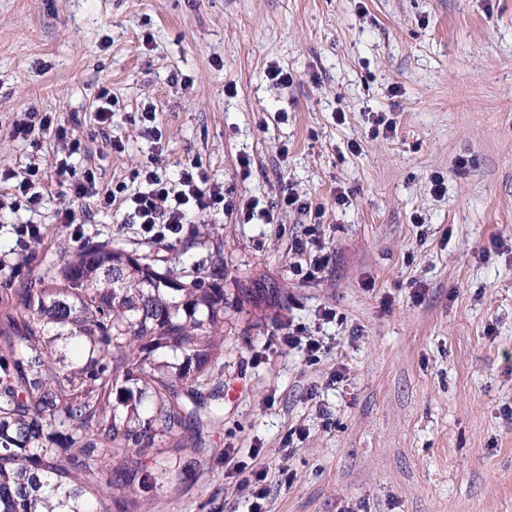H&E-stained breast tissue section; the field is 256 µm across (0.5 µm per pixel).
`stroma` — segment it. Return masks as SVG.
<instances>
[{
    "label": "stroma",
    "mask_w": 512,
    "mask_h": 512,
    "mask_svg": "<svg viewBox=\"0 0 512 512\" xmlns=\"http://www.w3.org/2000/svg\"><path fill=\"white\" fill-rule=\"evenodd\" d=\"M272 63L293 84L268 81ZM103 87L118 101L108 124ZM147 102L159 156L141 134ZM30 108L80 140L72 173L94 170L101 189H137L153 156L170 179L193 162L261 209L293 189L324 210L328 267L293 276L307 225L293 211L274 224L199 212L180 239L143 240L120 203L60 184L52 133L12 138ZM381 111L388 138L370 133ZM31 165L39 204L0 212V300L91 241L191 274L224 247L214 453L137 512H252L254 471L266 512H512V0H0V169ZM69 208L82 238L55 221ZM17 224L42 238L20 242ZM325 307L343 322L319 320ZM291 322L323 340L317 364L271 343ZM293 427L306 436L288 451Z\"/></svg>",
    "instance_id": "obj_1"
}]
</instances>
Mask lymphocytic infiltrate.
<instances>
[{"label":"lymphocytic infiltrate","instance_id":"1","mask_svg":"<svg viewBox=\"0 0 512 512\" xmlns=\"http://www.w3.org/2000/svg\"><path fill=\"white\" fill-rule=\"evenodd\" d=\"M53 131L56 139L64 144V155L56 159L54 173L60 179L69 180V189L75 197L98 196L101 206L112 204L114 194H122L129 210V216L138 224L144 240L153 242L179 239L185 231L189 209L199 211H217L227 208L222 184L210 182L208 176L198 165L184 166L177 182L168 181L160 173L156 160H149L137 171L140 187L133 193H126L124 186H116L114 191L99 192L94 171H85L81 180H72L69 157L79 153L81 144L69 138L67 128L59 124L52 113L27 111L13 126V135L21 140H29L35 132ZM41 172L39 168H28L24 177H15L13 172L0 173V183L10 186L9 193L0 197V210L18 211L38 203L39 197L33 187ZM279 208L293 210L311 217L304 237L295 239L293 247L296 253H308L306 263L295 265L293 273L303 281L318 277L329 265L331 257L324 252L316 233L319 229L320 209L314 208L307 199L293 189L283 191Z\"/></svg>","mask_w":512,"mask_h":512}]
</instances>
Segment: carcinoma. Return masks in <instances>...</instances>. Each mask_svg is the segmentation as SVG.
Instances as JSON below:
<instances>
[{"instance_id": "carcinoma-1", "label": "carcinoma", "mask_w": 512, "mask_h": 512, "mask_svg": "<svg viewBox=\"0 0 512 512\" xmlns=\"http://www.w3.org/2000/svg\"><path fill=\"white\" fill-rule=\"evenodd\" d=\"M223 279L219 246L187 279L89 243L0 305V512H112L179 477L182 451L210 452Z\"/></svg>"}]
</instances>
